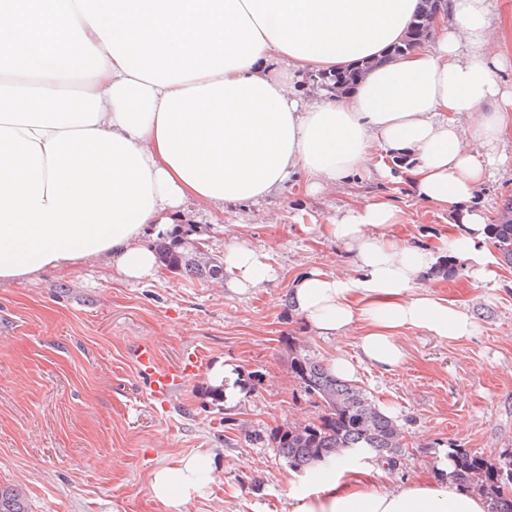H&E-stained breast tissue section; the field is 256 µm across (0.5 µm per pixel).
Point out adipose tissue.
Here are the masks:
<instances>
[{
	"label": "adipose tissue",
	"instance_id": "1",
	"mask_svg": "<svg viewBox=\"0 0 512 512\" xmlns=\"http://www.w3.org/2000/svg\"><path fill=\"white\" fill-rule=\"evenodd\" d=\"M420 0H0V281L103 259L125 279L155 278V238H175L188 206L216 215L281 191L315 192L351 173L390 176L411 156L417 195L457 217L436 243L392 231L375 200L323 225L352 273L314 269L290 299L314 336L358 329L360 357L391 370L397 338L420 329L472 336L454 300L419 287L441 259L498 276L487 218L471 205L489 150L512 125V89L484 48L490 0H448L431 45L389 57ZM380 59L349 93L306 100L304 73ZM266 254L229 247L224 286L270 280ZM218 472L208 448L155 469L150 489L181 512ZM353 456L289 481L288 512H485L452 483L371 490Z\"/></svg>",
	"mask_w": 512,
	"mask_h": 512
}]
</instances>
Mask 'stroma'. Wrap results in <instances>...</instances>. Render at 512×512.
I'll return each mask as SVG.
<instances>
[{
  "label": "stroma",
  "instance_id": "obj_1",
  "mask_svg": "<svg viewBox=\"0 0 512 512\" xmlns=\"http://www.w3.org/2000/svg\"><path fill=\"white\" fill-rule=\"evenodd\" d=\"M492 9L496 38L486 52L496 79L512 87V0H492ZM498 150L506 162L473 197L490 217L512 197V129ZM378 198L396 207V230L412 243L448 229L447 214L406 181L357 172L312 193L296 175L278 194L227 206L223 222L203 227L210 256L230 245L270 256L273 279L249 293L165 269L129 282L95 261L0 282V487L22 489L31 512H167L152 497L153 470L210 448L221 484L202 488L184 512H288L291 469L271 434L321 412L291 372L288 341L321 361L355 352L349 337L310 338L288 305L290 284L314 268H349L347 246L319 227ZM422 285L456 300L476 333L445 342L412 329L400 338L401 365L360 366L358 385L404 435L397 466L374 470V489L438 479L456 446L485 457L512 451V268L501 266L493 283L463 269ZM143 345L166 368L203 364L161 401L135 361ZM220 363L244 381L230 403L210 393Z\"/></svg>",
  "mask_w": 512,
  "mask_h": 512
}]
</instances>
